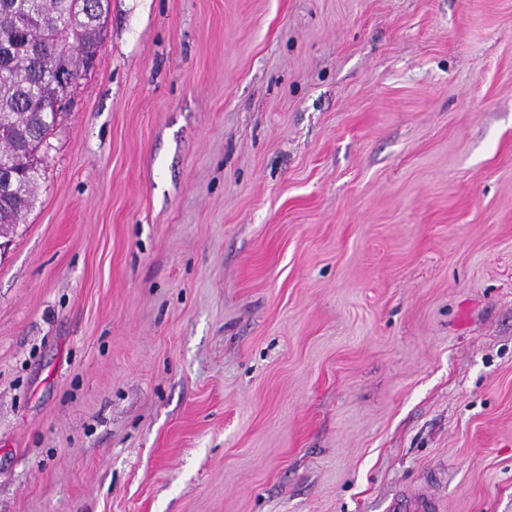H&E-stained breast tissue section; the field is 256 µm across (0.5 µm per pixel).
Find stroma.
Instances as JSON below:
<instances>
[{"instance_id": "stroma-1", "label": "stroma", "mask_w": 512, "mask_h": 512, "mask_svg": "<svg viewBox=\"0 0 512 512\" xmlns=\"http://www.w3.org/2000/svg\"><path fill=\"white\" fill-rule=\"evenodd\" d=\"M0 247V512H512V0H108ZM434 494L424 487L410 494H401L392 502V512H436Z\"/></svg>"}]
</instances>
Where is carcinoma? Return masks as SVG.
I'll return each instance as SVG.
<instances>
[{"label":"carcinoma","instance_id":"1","mask_svg":"<svg viewBox=\"0 0 512 512\" xmlns=\"http://www.w3.org/2000/svg\"><path fill=\"white\" fill-rule=\"evenodd\" d=\"M75 0H0V37L11 35L20 43L11 62L0 65V126L11 133L10 147L0 160L24 172L12 192L0 196V228L20 223L35 200L41 176L38 152L56 124L58 115L44 111L55 88L53 75L75 59L49 46L60 27L73 23Z\"/></svg>","mask_w":512,"mask_h":512}]
</instances>
